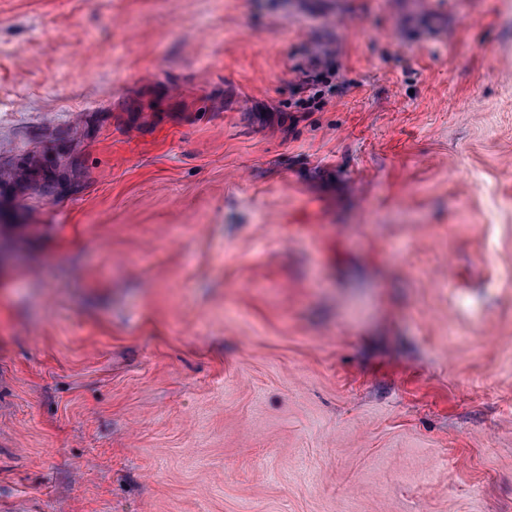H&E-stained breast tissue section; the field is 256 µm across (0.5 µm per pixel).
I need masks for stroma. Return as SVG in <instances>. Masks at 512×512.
Segmentation results:
<instances>
[{
  "label": "stroma",
  "mask_w": 512,
  "mask_h": 512,
  "mask_svg": "<svg viewBox=\"0 0 512 512\" xmlns=\"http://www.w3.org/2000/svg\"><path fill=\"white\" fill-rule=\"evenodd\" d=\"M0 512H512V0H0Z\"/></svg>",
  "instance_id": "stroma-1"
}]
</instances>
